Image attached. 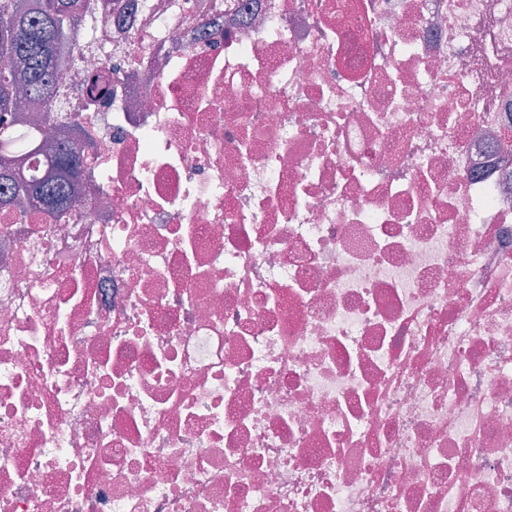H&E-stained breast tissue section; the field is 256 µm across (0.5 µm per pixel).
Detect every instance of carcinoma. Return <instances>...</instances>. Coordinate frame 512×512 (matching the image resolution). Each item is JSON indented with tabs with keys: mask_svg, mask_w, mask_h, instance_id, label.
Here are the masks:
<instances>
[{
	"mask_svg": "<svg viewBox=\"0 0 512 512\" xmlns=\"http://www.w3.org/2000/svg\"><path fill=\"white\" fill-rule=\"evenodd\" d=\"M101 10L97 0H0V205L27 202L55 216L72 203L81 161L71 145L57 143L39 174L25 166L43 149L37 134L44 125L65 121L55 96L64 48L82 20ZM19 126L36 135L23 139Z\"/></svg>",
	"mask_w": 512,
	"mask_h": 512,
	"instance_id": "cac0c4a2",
	"label": "carcinoma"
}]
</instances>
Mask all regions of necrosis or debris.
I'll use <instances>...</instances> for the list:
<instances>
[{"mask_svg":"<svg viewBox=\"0 0 512 512\" xmlns=\"http://www.w3.org/2000/svg\"><path fill=\"white\" fill-rule=\"evenodd\" d=\"M109 3L0 210V512H512V0Z\"/></svg>","mask_w":512,"mask_h":512,"instance_id":"1","label":"necrosis or debris"}]
</instances>
